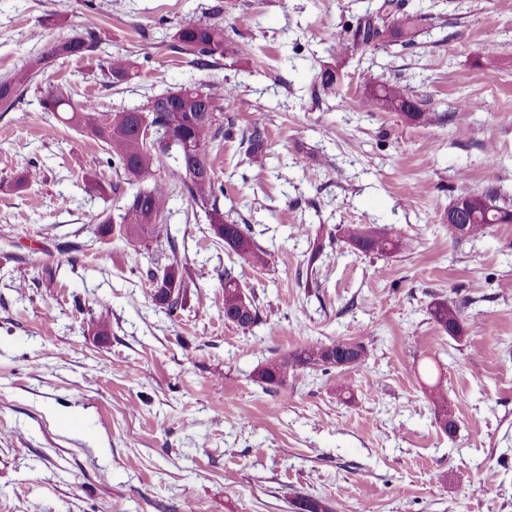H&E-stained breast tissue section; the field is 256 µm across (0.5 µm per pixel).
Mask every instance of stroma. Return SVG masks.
<instances>
[{
	"instance_id": "35a3bbf8",
	"label": "stroma",
	"mask_w": 512,
	"mask_h": 512,
	"mask_svg": "<svg viewBox=\"0 0 512 512\" xmlns=\"http://www.w3.org/2000/svg\"><path fill=\"white\" fill-rule=\"evenodd\" d=\"M381 2L0 0V79L84 21L99 40L0 111V512H293L299 494L332 512H512V224L461 243L444 229L464 194L512 209V0H405L420 18L412 45L345 50ZM189 18L219 21L237 55L200 70L171 51ZM116 52L142 67L108 87L99 63ZM327 68L341 75L332 93L317 89ZM369 80L407 85L432 122L359 111ZM207 82L237 92L214 169L225 213L272 254L263 268L185 198L164 237L99 235L87 212L116 211L87 190L116 178L104 152L28 119L43 92L119 109ZM463 99L477 109L459 111ZM256 126L261 168L246 159ZM31 168L36 183L10 188ZM346 224L410 246L360 254ZM173 251L208 276L171 317L149 273ZM229 266L260 308L247 335L224 319ZM437 299L463 304V340L431 319ZM339 339L365 344L363 367L284 389L254 380L272 357ZM427 361L455 435L435 421Z\"/></svg>"
}]
</instances>
